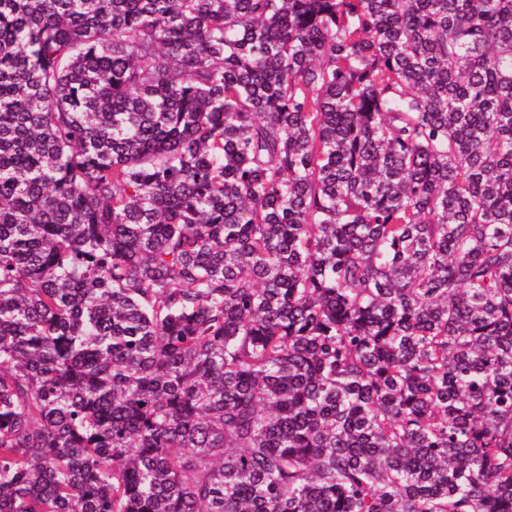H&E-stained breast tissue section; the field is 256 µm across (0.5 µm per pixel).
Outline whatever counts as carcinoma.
<instances>
[{"mask_svg":"<svg viewBox=\"0 0 512 512\" xmlns=\"http://www.w3.org/2000/svg\"><path fill=\"white\" fill-rule=\"evenodd\" d=\"M0 512H512V0H0Z\"/></svg>","mask_w":512,"mask_h":512,"instance_id":"cac0c4a2","label":"carcinoma"}]
</instances>
